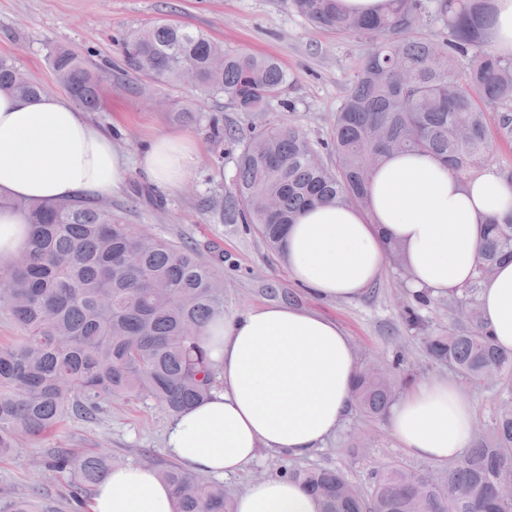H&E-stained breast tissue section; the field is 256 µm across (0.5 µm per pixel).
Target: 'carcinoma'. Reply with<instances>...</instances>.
Returning <instances> with one entry per match:
<instances>
[{"label": "carcinoma", "mask_w": 512, "mask_h": 512, "mask_svg": "<svg viewBox=\"0 0 512 512\" xmlns=\"http://www.w3.org/2000/svg\"><path fill=\"white\" fill-rule=\"evenodd\" d=\"M311 24L362 36L372 50L361 65L330 133L334 160L326 166L296 126L254 129L237 140L234 191L224 212L241 219L283 253L286 226L315 204H368L362 172L398 153L442 159L462 182L487 157L486 115L498 113V131L512 141V55L485 49L494 19L491 0H440L449 36L422 31L424 0H386L381 12H347L339 0H290ZM122 71L195 87L224 97L238 112H260L278 97L287 74L272 58L228 51L204 31L170 21L143 26L121 39ZM472 55L459 90L448 75ZM63 87L82 107L101 103L102 76L78 55L50 51ZM0 90L35 98L41 85L0 58ZM31 224L27 261L0 274V304L20 327L15 344L0 345V458L19 448V435L51 433L69 415L87 414L106 397L146 396L176 415L220 384L200 336L224 313V284L191 246L146 232L131 233L112 208L79 196L51 205L17 202ZM480 262L474 281L456 302L461 319L423 337L427 354L477 387L512 377V351L501 349L482 319L477 285L512 261V211L480 225ZM386 260L405 268L401 246L385 244ZM404 357L372 364L357 375L352 395L364 416L386 414L407 384ZM44 465L76 480L73 494L100 483L108 459L76 460L66 448ZM279 474L321 501V512H512V407L476 429L472 445L441 471L392 463L375 475L368 494L356 492L338 471L282 464ZM172 490L174 512H235L224 485L199 479L181 466L158 472Z\"/></svg>", "instance_id": "1"}]
</instances>
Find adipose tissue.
<instances>
[{
	"label": "adipose tissue",
	"mask_w": 512,
	"mask_h": 512,
	"mask_svg": "<svg viewBox=\"0 0 512 512\" xmlns=\"http://www.w3.org/2000/svg\"><path fill=\"white\" fill-rule=\"evenodd\" d=\"M182 135L148 144L138 166L150 182L177 187L195 164ZM127 161L68 97L25 98L0 92V268L26 250L31 228L13 203L48 205L80 195L118 192ZM512 210V179L488 170L459 181L429 154L388 158L373 174L369 205L305 209L285 236L291 277L319 298H359L385 264L383 242L398 241L414 290L437 297L469 284L479 260V225ZM478 301L498 345L512 350V263L482 282ZM202 343L220 385L173 417L169 453L190 467L234 474L261 449L301 458L323 443L351 409L359 369L349 336L335 320L288 305H263L214 317ZM411 455L444 465L470 444L471 398L445 377L412 388L389 414ZM299 484L272 476L248 484L235 512H320ZM168 485L140 466L112 469L91 512H173Z\"/></svg>",
	"instance_id": "ef3b65f1"
}]
</instances>
